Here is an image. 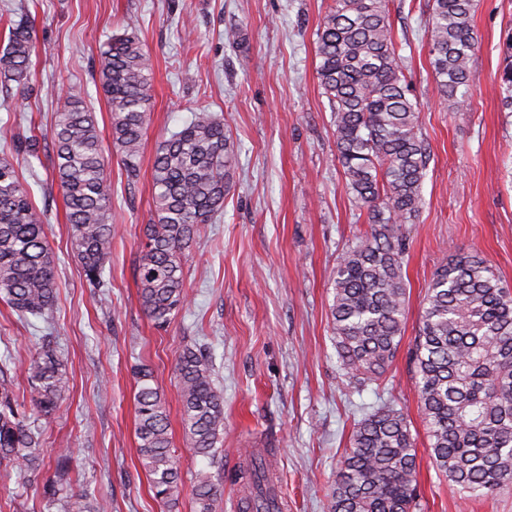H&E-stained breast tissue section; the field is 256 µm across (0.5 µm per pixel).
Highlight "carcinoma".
I'll return each instance as SVG.
<instances>
[{"mask_svg": "<svg viewBox=\"0 0 512 512\" xmlns=\"http://www.w3.org/2000/svg\"><path fill=\"white\" fill-rule=\"evenodd\" d=\"M474 0H432L427 23L429 64L448 109L470 107V62L477 38ZM389 0H335L319 27L317 78L334 115L337 160L345 191L366 211L368 230L336 260L331 316L336 355L363 390L395 362L404 333L405 243L399 226L422 204L430 149L389 20ZM35 41L31 26H8L0 78L29 88ZM99 85L111 117V146L127 179L139 176L148 126L152 70L139 39L112 36L100 52ZM53 169L71 229L73 255L96 288L112 250L111 183L94 114L76 89L58 96L51 129ZM234 146L224 122L205 108L158 146L153 163L155 219L144 225L138 255L143 313L158 327L187 300L184 264L205 224L224 206ZM19 159H0V299L18 316L42 317L56 301L55 255L44 213L20 180ZM429 448L437 470L466 499L512 487V289L486 259L458 251L435 271L413 347L408 351ZM180 419L188 448L217 461L224 430V395L211 357L185 346L175 364ZM32 410L56 413L69 388L64 361L45 344L28 368ZM0 360V466L21 458L32 481L42 454L41 434L28 423ZM141 465L154 497L176 506L180 470L170 448L169 412L152 372L143 368L136 393ZM74 456L61 448L44 493L67 489ZM263 462L250 471L253 497L246 512H277ZM197 512H215L223 490L210 471L195 475ZM68 512H101L85 492L69 493ZM418 508L415 438L403 412L384 404L356 424L330 495L328 512H413Z\"/></svg>", "mask_w": 512, "mask_h": 512, "instance_id": "carcinoma-1", "label": "carcinoma"}]
</instances>
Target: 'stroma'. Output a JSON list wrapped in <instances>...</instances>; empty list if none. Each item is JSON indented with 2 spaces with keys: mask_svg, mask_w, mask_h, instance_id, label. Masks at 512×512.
<instances>
[{
  "mask_svg": "<svg viewBox=\"0 0 512 512\" xmlns=\"http://www.w3.org/2000/svg\"><path fill=\"white\" fill-rule=\"evenodd\" d=\"M332 0H0L7 21L30 16L36 53L25 94L0 85V145L37 133L38 160L18 171L46 218L56 257L57 298L45 316L20 320L0 301V356H10L15 392L28 405L26 369L43 341L66 363L69 389L55 415H31L43 432L41 480L57 449L75 452L74 491L107 512H195L192 476L209 469L189 451L179 410L178 352L202 344L224 393V491L217 512H239L249 462L278 474L288 512H328L330 491L355 425L385 403L407 418L416 443L418 512H512V488L466 500L436 470L405 349L419 327L436 268L454 251H475L512 287V110L502 104L503 45L512 0H476L478 39L469 108L449 111L431 75V0H392L390 21L417 98L432 159L423 205L403 225L409 294L399 353L386 378L356 391L336 356L330 308L336 259L367 229L344 190L333 116L317 79L319 22ZM241 30L240 46L224 40ZM134 31L153 79L140 177L128 182L110 155L116 235L106 287L89 285L74 257L62 196L52 183L50 128L57 91H84L101 136L110 113L96 81L112 35ZM205 108L223 119L235 145L224 207L192 245L184 267L187 302L165 328L143 313L138 248L154 217L151 171L158 145ZM152 370L170 412L183 487L174 510L153 496L138 459L135 395L139 367ZM23 462L0 467V512H66L29 487Z\"/></svg>",
  "mask_w": 512,
  "mask_h": 512,
  "instance_id": "obj_1",
  "label": "stroma"
}]
</instances>
